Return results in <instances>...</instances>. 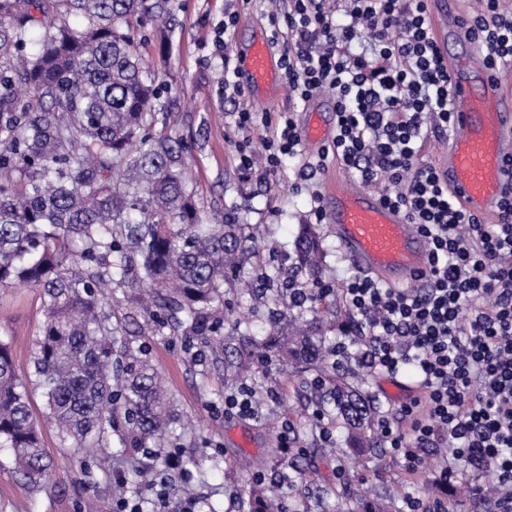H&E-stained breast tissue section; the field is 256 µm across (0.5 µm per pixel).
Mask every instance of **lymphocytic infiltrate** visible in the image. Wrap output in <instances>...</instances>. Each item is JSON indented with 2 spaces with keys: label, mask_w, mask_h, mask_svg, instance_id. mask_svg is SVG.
I'll list each match as a JSON object with an SVG mask.
<instances>
[{
  "label": "lymphocytic infiltrate",
  "mask_w": 512,
  "mask_h": 512,
  "mask_svg": "<svg viewBox=\"0 0 512 512\" xmlns=\"http://www.w3.org/2000/svg\"><path fill=\"white\" fill-rule=\"evenodd\" d=\"M468 32L487 51L494 75L512 73V13L481 0ZM285 40V81L300 100L336 96V135L328 147L380 200L403 211L428 241L416 288H391L365 274L341 291L353 318L343 333L362 370L412 372L398 417L378 425L381 442L408 474L423 450L444 454L434 481L449 488L458 464L493 470L490 512H512V187L483 223L463 210L436 167L419 163L428 133L452 127L448 63L432 35L428 0H347L336 17L328 0H289L268 17ZM292 115L280 113L262 155L241 151L277 173L302 156Z\"/></svg>",
  "instance_id": "f902f5d3"
}]
</instances>
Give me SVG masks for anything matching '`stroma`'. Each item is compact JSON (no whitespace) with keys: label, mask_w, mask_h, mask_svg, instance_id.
I'll use <instances>...</instances> for the list:
<instances>
[{"label":"stroma","mask_w":512,"mask_h":512,"mask_svg":"<svg viewBox=\"0 0 512 512\" xmlns=\"http://www.w3.org/2000/svg\"><path fill=\"white\" fill-rule=\"evenodd\" d=\"M275 6L287 11L288 0H169L163 17L132 29L141 55L165 75L170 97L167 127L189 146L187 180L200 211L241 225L243 243L250 250L244 266L228 275L224 299L212 314L223 323L226 347L220 353L169 330H157L124 290L112 294L116 314H131L141 326L138 341L170 392L175 418L170 447L181 458L195 460L189 472L171 469L166 478L176 494L201 500L205 512H251L248 490L258 471L301 473L292 489L263 486L277 497H288L300 512H355L357 503L349 495L353 489L366 491L368 501L384 504L385 512H402L410 494L445 496L453 512H485L470 490L471 485L485 483V475H465L454 488L442 491L421 478L406 481L400 459L382 445L351 447L346 429H336L338 442L328 447L313 424L319 395L309 381L317 376V368L305 363L286 367L277 359L265 368L257 365L248 332L268 329L273 310H286L288 298L258 287L241 293L238 280H256L277 263L293 265L298 227L311 223L323 240V280L339 287L358 271L331 224L316 222L309 213L310 193L323 190L326 174H337L342 186L355 188L359 181L353 172L331 158L314 181H301L298 171L303 160L315 159L321 151L311 144L305 145L303 159L285 160L274 174L259 166L247 171L238 166L242 141L262 152V141L271 130L259 125L243 134L234 123V112H289L299 121L308 108L286 89L271 105L246 95L231 100L220 90L225 57L233 56L241 35L267 26ZM233 11L239 20L224 36L223 55H215L214 28ZM43 320L37 291L0 292V337L13 340L20 375L31 370V352ZM244 383L264 397L259 418L224 414L225 393ZM285 418L307 432L305 453L293 458L282 453L277 439ZM42 437L56 464L51 485L31 491L14 473L7 451L0 448V512H86L90 502L97 504L98 512H112L111 473L102 472L89 457L81 468H73L70 449L52 427L44 425Z\"/></svg>","instance_id":"35a3bbf8"}]
</instances>
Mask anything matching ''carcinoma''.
<instances>
[{"mask_svg":"<svg viewBox=\"0 0 512 512\" xmlns=\"http://www.w3.org/2000/svg\"><path fill=\"white\" fill-rule=\"evenodd\" d=\"M160 0H0V290H40L45 320L31 371L15 370L0 338V448L33 490L54 462L42 448L30 389L40 391L62 441L82 455L162 448L171 423L154 365L128 337L107 288H135L158 307L157 325L206 340L227 274L246 259L241 225L207 218L185 177L188 146L166 127L168 85L147 66L131 20L160 16ZM82 26L70 27L68 16ZM40 49H28L32 40ZM296 269L317 278L323 244L303 224ZM276 353L313 362L327 337L311 324L271 322ZM360 369L326 389L323 412L365 442L378 408L359 392ZM131 495L154 477L132 470Z\"/></svg>","mask_w":512,"mask_h":512,"instance_id":"1","label":"carcinoma"}]
</instances>
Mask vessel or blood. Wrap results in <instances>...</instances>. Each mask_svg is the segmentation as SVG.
<instances>
[{"mask_svg":"<svg viewBox=\"0 0 512 512\" xmlns=\"http://www.w3.org/2000/svg\"><path fill=\"white\" fill-rule=\"evenodd\" d=\"M439 47L448 58V93L454 134L440 175L469 213L493 211L507 185L504 162L512 155V92L491 72L486 54L471 40L460 0H430ZM235 71L250 94L276 101L284 78L281 56L268 34L237 47ZM331 127L324 108L306 114L301 135L320 144ZM327 219L349 256L365 273L400 286L424 264L428 243L399 210L373 194L341 187L328 177Z\"/></svg>","mask_w":512,"mask_h":512,"instance_id":"b4317fda","label":"vessel or blood"}]
</instances>
